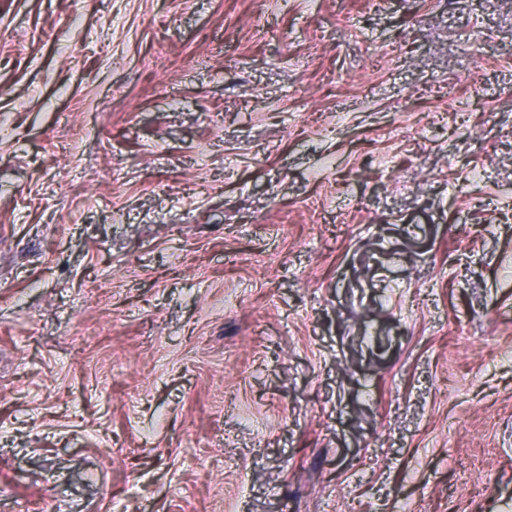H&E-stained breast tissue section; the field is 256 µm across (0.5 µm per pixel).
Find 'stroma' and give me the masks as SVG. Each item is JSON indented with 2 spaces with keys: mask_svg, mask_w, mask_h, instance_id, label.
I'll use <instances>...</instances> for the list:
<instances>
[{
  "mask_svg": "<svg viewBox=\"0 0 512 512\" xmlns=\"http://www.w3.org/2000/svg\"><path fill=\"white\" fill-rule=\"evenodd\" d=\"M512 512V0H0V512Z\"/></svg>",
  "mask_w": 512,
  "mask_h": 512,
  "instance_id": "1",
  "label": "stroma"
}]
</instances>
